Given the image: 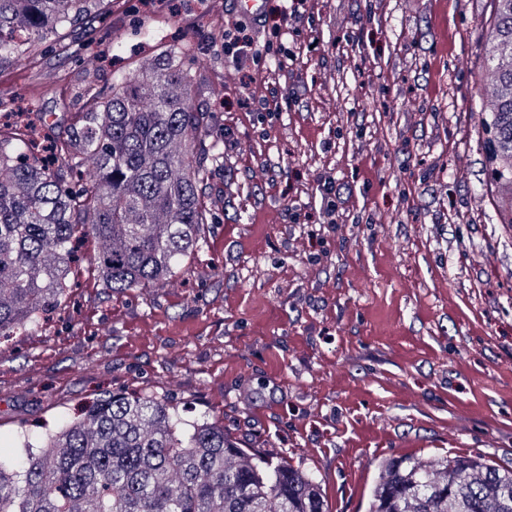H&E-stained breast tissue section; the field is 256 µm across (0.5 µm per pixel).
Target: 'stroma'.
<instances>
[{
    "mask_svg": "<svg viewBox=\"0 0 512 512\" xmlns=\"http://www.w3.org/2000/svg\"><path fill=\"white\" fill-rule=\"evenodd\" d=\"M128 5L73 59L0 72V119L65 136L87 89L190 42L224 153L205 189L214 220L170 283L117 292L80 265L64 306L0 344V457L105 393L152 392L314 473L329 512H367L380 464L401 455L512 467V227L480 109L495 0H305L312 21L290 43L266 0L236 58L231 0ZM149 18L164 22L154 41L136 32ZM268 51L289 60L277 116L242 106ZM33 72L64 96L34 94ZM442 75L447 96L425 100ZM327 178L346 190L332 215Z\"/></svg>",
    "mask_w": 512,
    "mask_h": 512,
    "instance_id": "stroma-1",
    "label": "stroma"
}]
</instances>
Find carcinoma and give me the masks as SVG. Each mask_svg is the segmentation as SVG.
<instances>
[{
    "mask_svg": "<svg viewBox=\"0 0 512 512\" xmlns=\"http://www.w3.org/2000/svg\"><path fill=\"white\" fill-rule=\"evenodd\" d=\"M496 2L484 149L511 194L502 223L512 225V0ZM96 4L0 0V69L46 44L68 58L94 34ZM190 58L173 44L115 76L48 157L26 154L25 128L0 129V339L68 298L79 242L120 292L172 280L200 247L213 222L202 186L222 153ZM20 445L19 460L0 459V512H326L310 471L240 448L220 420H186L148 393H108ZM508 487L512 469L481 457L408 455L381 466L369 512H512Z\"/></svg>",
    "mask_w": 512,
    "mask_h": 512,
    "instance_id": "carcinoma-1",
    "label": "carcinoma"
}]
</instances>
